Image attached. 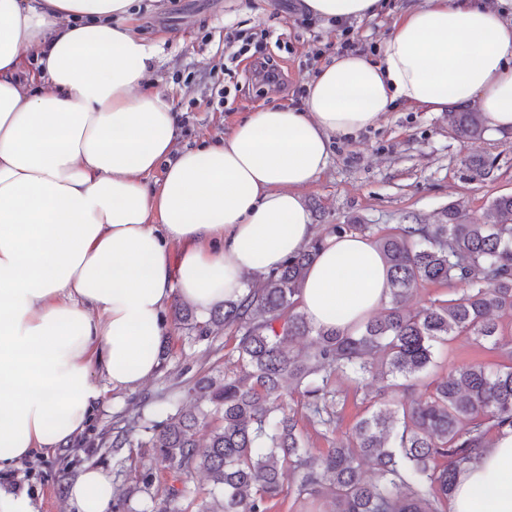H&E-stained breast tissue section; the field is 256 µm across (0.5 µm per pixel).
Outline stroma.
<instances>
[{
  "instance_id": "obj_1",
  "label": "stroma",
  "mask_w": 512,
  "mask_h": 512,
  "mask_svg": "<svg viewBox=\"0 0 512 512\" xmlns=\"http://www.w3.org/2000/svg\"><path fill=\"white\" fill-rule=\"evenodd\" d=\"M301 0H139L138 30L155 45L159 61L148 87L172 95L181 128L178 149L215 142L236 122L263 105L295 106V91L319 66L337 54L345 38L363 46L381 45L394 21L411 0H386L375 18L354 21L349 31L335 22L307 17ZM280 34L283 48L258 38L260 29ZM229 33L251 38L257 54L273 53L283 77L280 88L264 91L247 64L225 74ZM238 82L240 92L223 111L209 100L213 84ZM471 154L493 160L490 179L473 181L462 161ZM512 193V131L486 132L483 139L460 141L444 112L406 108L385 113L372 126L330 145L329 161L320 178L304 192L305 204L318 235L331 234L334 225L393 226L415 216L435 223L448 202H459L471 222L479 223L489 202ZM169 354L157 373L133 391H107L94 412L80 443L20 462L10 472L12 483L27 489L36 512H75L69 488L84 464L106 469L123 500L111 502L108 512H142L147 494L135 491V473L113 456L114 427H133L136 415L152 417L179 404H191V388L204 376L219 377L232 369L227 334L206 340L188 338L185 331L168 328ZM496 352L461 336L441 351L429 372L436 379L463 363L497 361Z\"/></svg>"
}]
</instances>
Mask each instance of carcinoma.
<instances>
[{
	"label": "carcinoma",
	"instance_id": "cac0c4a2",
	"mask_svg": "<svg viewBox=\"0 0 512 512\" xmlns=\"http://www.w3.org/2000/svg\"><path fill=\"white\" fill-rule=\"evenodd\" d=\"M448 124L460 140L486 132L483 113L459 108ZM473 180L492 175L482 155L463 160ZM373 239L390 273L382 311L355 330L313 325L300 310V292L321 239L312 240L277 270L258 275L238 299H226L200 321L188 304H177L175 324L199 338L221 328L234 334V369L197 382V405L179 406L142 421V437L127 429L112 434V448H147L173 472L165 496L150 493L152 469L141 474L149 495L145 512H172L170 503L193 494L181 475L203 472L209 498L196 512H274L293 475L299 512H448V498L464 467L492 435L512 429V340L499 319L512 317V194L494 198L486 220L469 222L455 202L435 224H338L336 233ZM425 285L450 287L444 299L414 309L413 292ZM452 336H469L501 350L509 363L475 362L424 382L438 347ZM307 341L304 349L291 345ZM378 394L410 390L397 410L365 409L347 439L318 453V434L342 428L347 392ZM297 396L284 408L283 389ZM206 442H200L201 437ZM372 466L375 478L364 477Z\"/></svg>",
	"mask_w": 512,
	"mask_h": 512
}]
</instances>
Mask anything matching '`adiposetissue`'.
<instances>
[{"label": "adipose tissue", "instance_id": "1", "mask_svg": "<svg viewBox=\"0 0 512 512\" xmlns=\"http://www.w3.org/2000/svg\"><path fill=\"white\" fill-rule=\"evenodd\" d=\"M136 0H0V471L69 445L106 390L158 369L173 299L200 315L243 295L314 238L303 192L336 135L401 106L471 104L512 131V16L483 0H419L379 55H338L302 108L264 107L223 139L176 150L171 99L146 91L156 50ZM383 0H302L335 22ZM374 242L325 237L300 309L350 330L386 301ZM114 488L85 466L69 497L107 512ZM449 512H512V429L460 474Z\"/></svg>", "mask_w": 512, "mask_h": 512}]
</instances>
